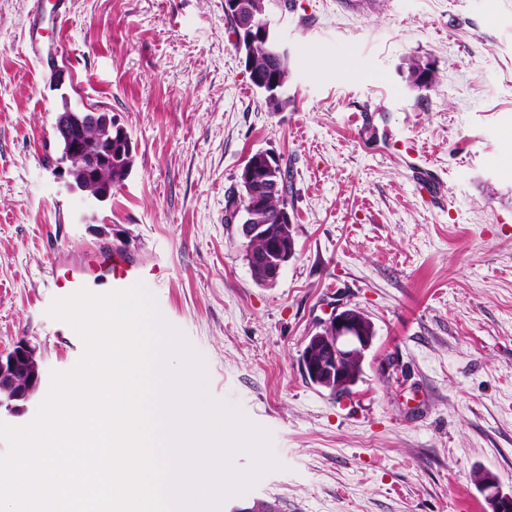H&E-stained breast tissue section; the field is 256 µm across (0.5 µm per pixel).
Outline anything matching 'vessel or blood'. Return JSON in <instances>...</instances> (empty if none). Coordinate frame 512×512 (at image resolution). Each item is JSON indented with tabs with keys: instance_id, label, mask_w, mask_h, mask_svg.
I'll list each match as a JSON object with an SVG mask.
<instances>
[{
	"instance_id": "obj_1",
	"label": "vessel or blood",
	"mask_w": 512,
	"mask_h": 512,
	"mask_svg": "<svg viewBox=\"0 0 512 512\" xmlns=\"http://www.w3.org/2000/svg\"><path fill=\"white\" fill-rule=\"evenodd\" d=\"M70 13L71 0H33L27 16V48L35 60L50 63L62 53ZM155 275V268L93 252L76 263L51 261L49 285L68 295L101 282L109 290H125Z\"/></svg>"
}]
</instances>
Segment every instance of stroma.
Here are the masks:
<instances>
[{"mask_svg": "<svg viewBox=\"0 0 512 512\" xmlns=\"http://www.w3.org/2000/svg\"><path fill=\"white\" fill-rule=\"evenodd\" d=\"M32 2L0 0V353L31 342L41 382L0 421H32L83 352L47 313L51 259L111 250L158 268L151 305L203 358L209 395L271 435L280 469L220 512H491L477 473L512 496V0H269L291 70L280 112L224 0H72L74 68L28 55ZM412 57L432 88L410 87ZM81 81L134 146L102 202L57 164ZM258 151L291 175L295 255L271 286L224 221ZM347 308L375 338L339 399L300 358ZM249 77H250L252 84L262 94L264 104H265L266 108L268 109V111L280 112L291 101V98L288 95H281L279 93L277 95H274L271 92V89L265 87L267 85L270 87H278V85H279V90L281 91V93H285L286 88H285L284 84L282 83L280 85L279 78H277L276 76H273L272 79L269 80V72L255 74L253 77L259 85L253 80L251 73H249Z\"/></svg>", "mask_w": 512, "mask_h": 512, "instance_id": "stroma-1", "label": "stroma"}]
</instances>
